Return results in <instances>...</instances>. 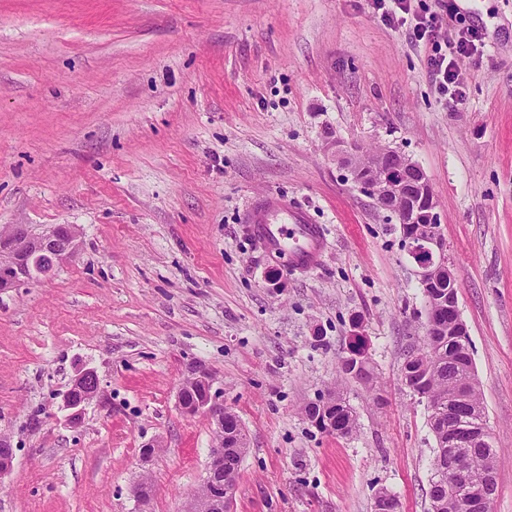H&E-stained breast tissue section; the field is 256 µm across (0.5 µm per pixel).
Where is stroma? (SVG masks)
<instances>
[{
    "mask_svg": "<svg viewBox=\"0 0 512 512\" xmlns=\"http://www.w3.org/2000/svg\"><path fill=\"white\" fill-rule=\"evenodd\" d=\"M478 28L463 103L371 0H0V225L80 230L74 258L0 292V512H182L217 443L177 391L205 362L248 451L234 512H431L435 439L404 383L426 299L394 214L337 144L391 147L433 189L512 512V0H422ZM276 192L323 225L292 270L241 215ZM362 337L373 381L339 372ZM94 368L97 398L63 403ZM340 391L348 436L304 408ZM157 442L151 462L141 450ZM75 387L82 390V398L77 402L69 395L70 389ZM99 388V377L93 368H85L78 372L65 396L67 406L74 410L72 417L79 416L84 410L85 405L97 398Z\"/></svg>",
    "mask_w": 512,
    "mask_h": 512,
    "instance_id": "stroma-1",
    "label": "stroma"
}]
</instances>
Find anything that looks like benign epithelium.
<instances>
[{"label": "benign epithelium", "instance_id": "1", "mask_svg": "<svg viewBox=\"0 0 512 512\" xmlns=\"http://www.w3.org/2000/svg\"><path fill=\"white\" fill-rule=\"evenodd\" d=\"M405 179L398 184L383 183L376 185L369 179H356L358 187L372 195L382 207L389 209L397 200L405 201L414 207L422 203L425 197V185L429 180L423 170L409 159L401 158ZM428 222L431 232L428 236L410 240L408 249L417 248L429 254V261L416 263L415 273L422 286H429L440 274L451 272L448 262V246L437 230L440 217L436 211L435 200H429ZM79 229L70 224H59L41 231L30 224H4L0 226V255L6 262L0 264V291L16 288L24 283L35 282L50 275L64 261L75 256L79 246ZM344 375L360 380L368 370V361L362 353H353L342 363ZM187 378L205 391V397L194 407L184 405L183 396H178V403L183 412L196 415L205 414L216 423L219 434H224V426L231 425L236 419L232 413L224 410L218 401L217 391L213 390L214 376L209 367L201 362H192L187 367ZM71 387L82 390V398L74 401L65 396L67 406L73 409L72 416L82 413L85 405L92 402L99 394L100 382L97 372L85 368L75 376ZM490 429L488 424L467 429L456 427L453 417H448V432L441 434L440 446L448 449V466H439V472H448V491L459 488L473 512H490V504L495 494V480L486 476L485 480H475L471 469L460 460L456 449L470 448L481 450L488 440ZM14 450L11 440L0 436V477L9 473L13 466ZM224 476V445L211 449L210 461L204 483L211 484Z\"/></svg>", "mask_w": 512, "mask_h": 512}]
</instances>
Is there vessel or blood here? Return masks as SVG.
I'll use <instances>...</instances> for the list:
<instances>
[{
    "label": "vessel or blood",
    "mask_w": 512,
    "mask_h": 512,
    "mask_svg": "<svg viewBox=\"0 0 512 512\" xmlns=\"http://www.w3.org/2000/svg\"><path fill=\"white\" fill-rule=\"evenodd\" d=\"M243 221L249 235L267 251L287 257L290 268L312 270L319 265L326 233L322 225L311 223L303 207L269 193L248 205Z\"/></svg>",
    "instance_id": "vessel-or-blood-1"
}]
</instances>
